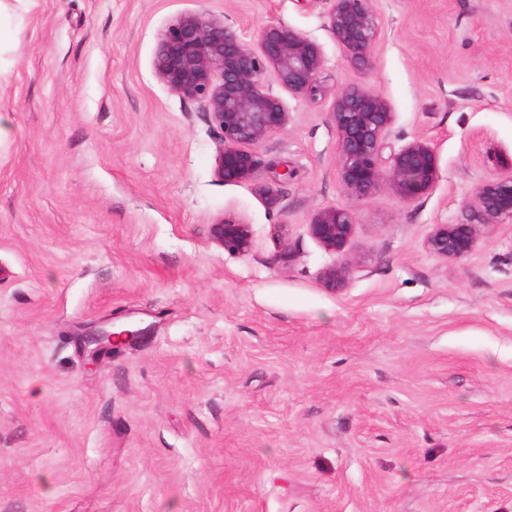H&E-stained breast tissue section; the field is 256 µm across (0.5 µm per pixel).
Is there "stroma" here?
<instances>
[{"mask_svg": "<svg viewBox=\"0 0 512 512\" xmlns=\"http://www.w3.org/2000/svg\"><path fill=\"white\" fill-rule=\"evenodd\" d=\"M362 73L330 0H18L0 51V512H512V224L431 255L512 167V0H373ZM205 11L322 49L325 96H285L249 183L214 175L200 103L153 71L161 30ZM365 83L389 141L440 177L406 202L346 196L329 120ZM351 206L347 286L307 232ZM250 224L232 256L210 227ZM293 264L277 262L283 248ZM139 339L91 357L85 332Z\"/></svg>", "mask_w": 512, "mask_h": 512, "instance_id": "obj_1", "label": "stroma"}]
</instances>
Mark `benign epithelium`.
I'll list each match as a JSON object with an SVG mask.
<instances>
[{
    "instance_id": "1",
    "label": "benign epithelium",
    "mask_w": 512,
    "mask_h": 512,
    "mask_svg": "<svg viewBox=\"0 0 512 512\" xmlns=\"http://www.w3.org/2000/svg\"><path fill=\"white\" fill-rule=\"evenodd\" d=\"M329 32L352 65L369 70L381 35L372 0H332ZM324 55L314 41L295 29L271 22L246 42L224 20L207 12L183 14L160 33L153 58L156 77L173 93L199 102L219 136L215 175L223 182L253 180L261 168L257 148L285 130L290 112L272 85L297 98L323 93ZM329 120L337 135V169L347 196L362 200L388 188L406 202L433 190L439 179L438 157L431 143L416 138L398 147L388 144L395 113L388 100L369 86L352 84L335 93ZM466 223L437 224L427 250L458 261L476 247L495 224H512V169L478 185ZM355 228L348 206L319 209L307 224L308 234L328 253L342 259L320 272L322 286L345 288L356 259L345 255ZM212 238L232 255L252 250L250 225L225 215L211 227ZM141 334L127 330L128 341ZM110 329L88 338L94 351L118 343Z\"/></svg>"
}]
</instances>
